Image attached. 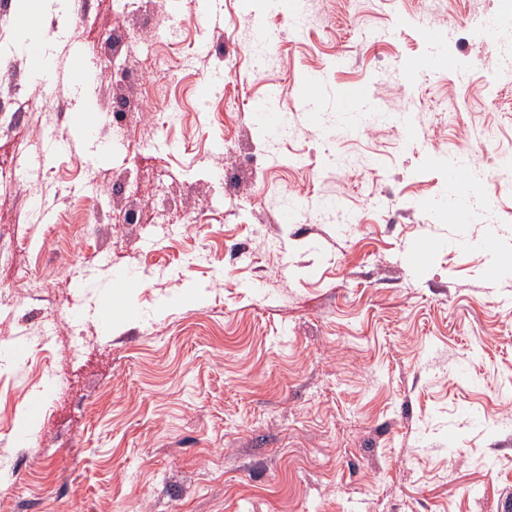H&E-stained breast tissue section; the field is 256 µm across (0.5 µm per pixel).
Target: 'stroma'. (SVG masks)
Returning a JSON list of instances; mask_svg holds the SVG:
<instances>
[{
  "label": "stroma",
  "instance_id": "stroma-1",
  "mask_svg": "<svg viewBox=\"0 0 512 512\" xmlns=\"http://www.w3.org/2000/svg\"><path fill=\"white\" fill-rule=\"evenodd\" d=\"M224 25L187 4L178 42L138 25L142 4L87 0L75 26L63 0L42 29L56 72L75 50L98 62L89 96L105 130L113 69L98 54L126 28L155 57L159 84L138 137L148 151L83 144L42 169L46 220L0 190V496L7 512H502L512 497V191L491 173L512 154V23L496 0H222ZM17 0H0V57L17 72L0 112V166L18 136L73 138L63 110L19 46ZM441 58L437 69L405 62ZM189 66H181V59ZM323 92L305 112L299 89ZM224 80L222 94L205 82ZM364 83L375 109L344 102ZM273 97L286 138L266 137L253 105ZM178 113L176 123L165 120ZM411 116L419 134L407 137ZM356 130L345 138L346 130ZM241 150L262 163L226 199L224 167ZM469 154L470 216L448 217L446 157ZM303 158L295 166V158ZM140 183L156 210L175 206L178 240L120 223L114 180ZM305 201L297 223L282 212ZM277 238L280 254L267 238ZM205 264L184 263L187 250ZM109 260L98 263V255ZM84 263V287L71 269ZM25 267L48 295L30 302ZM140 279L141 319L100 312L114 270ZM47 345L29 347L43 325ZM92 343L71 358L74 334ZM41 416L16 448L11 429L33 393ZM27 420V419H26Z\"/></svg>",
  "mask_w": 512,
  "mask_h": 512
}]
</instances>
